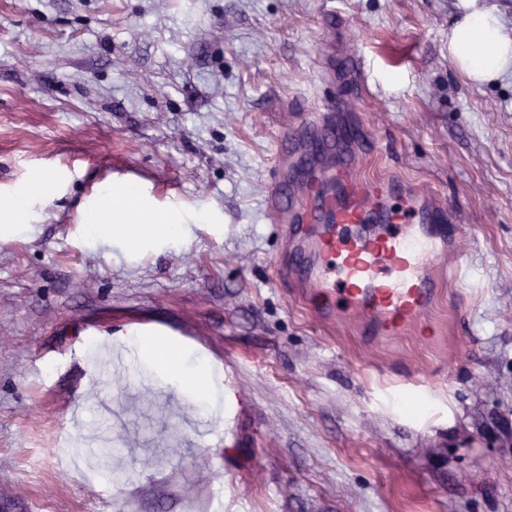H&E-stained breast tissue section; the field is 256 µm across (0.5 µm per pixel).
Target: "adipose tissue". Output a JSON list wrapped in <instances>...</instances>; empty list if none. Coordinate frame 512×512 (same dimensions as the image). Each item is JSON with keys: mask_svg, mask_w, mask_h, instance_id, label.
<instances>
[{"mask_svg": "<svg viewBox=\"0 0 512 512\" xmlns=\"http://www.w3.org/2000/svg\"><path fill=\"white\" fill-rule=\"evenodd\" d=\"M461 7V15L448 31V53L471 82H493L512 69V34L504 29L498 14L478 0H461ZM92 222L99 234L120 235L132 247L151 235L174 239L182 232L178 213L148 209L128 183L106 189L103 210ZM142 353L151 359L159 376L189 399L208 395L218 382L208 365L186 366L176 351L159 344L144 345Z\"/></svg>", "mask_w": 512, "mask_h": 512, "instance_id": "adipose-tissue-1", "label": "adipose tissue"}]
</instances>
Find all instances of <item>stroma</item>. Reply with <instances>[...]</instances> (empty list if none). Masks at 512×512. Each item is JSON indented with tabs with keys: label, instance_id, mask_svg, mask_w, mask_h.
I'll return each instance as SVG.
<instances>
[{
	"label": "stroma",
	"instance_id": "stroma-1",
	"mask_svg": "<svg viewBox=\"0 0 512 512\" xmlns=\"http://www.w3.org/2000/svg\"><path fill=\"white\" fill-rule=\"evenodd\" d=\"M459 5L0 0V200L53 181L0 223V512H512V75L458 71ZM324 99L360 177L463 227L433 336L378 344L273 279L275 134ZM125 182L181 237L95 233ZM146 341L224 389L172 393Z\"/></svg>",
	"mask_w": 512,
	"mask_h": 512
}]
</instances>
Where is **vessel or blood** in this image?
Listing matches in <instances>:
<instances>
[{
  "mask_svg": "<svg viewBox=\"0 0 512 512\" xmlns=\"http://www.w3.org/2000/svg\"><path fill=\"white\" fill-rule=\"evenodd\" d=\"M334 108L324 100L275 136L279 170L266 208L292 243L274 263L276 277L304 288L322 322L354 314L364 332L392 339L435 307L448 275L436 262L461 227L411 182L356 176Z\"/></svg>",
  "mask_w": 512,
  "mask_h": 512,
  "instance_id": "vessel-or-blood-1",
  "label": "vessel or blood"
}]
</instances>
